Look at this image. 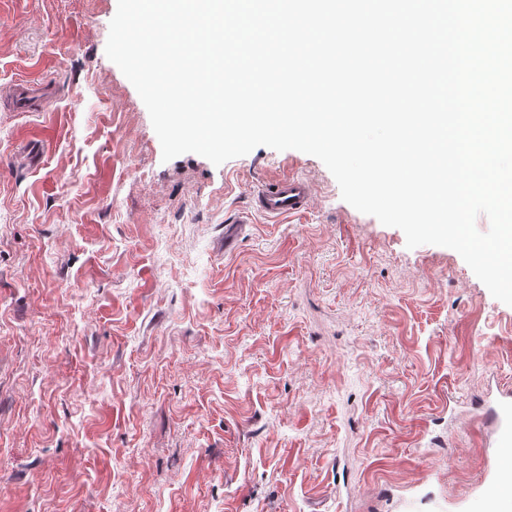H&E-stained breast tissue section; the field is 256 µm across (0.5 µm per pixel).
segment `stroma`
<instances>
[{
    "label": "stroma",
    "instance_id": "stroma-1",
    "mask_svg": "<svg viewBox=\"0 0 512 512\" xmlns=\"http://www.w3.org/2000/svg\"><path fill=\"white\" fill-rule=\"evenodd\" d=\"M117 3L0 0V92L51 98L0 109V512H483L512 306L312 155L163 161ZM311 184L289 175L265 181L253 195L254 209L269 218L300 216L312 201Z\"/></svg>",
    "mask_w": 512,
    "mask_h": 512
}]
</instances>
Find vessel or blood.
Returning a JSON list of instances; mask_svg holds the SVG:
<instances>
[{
	"mask_svg": "<svg viewBox=\"0 0 512 512\" xmlns=\"http://www.w3.org/2000/svg\"><path fill=\"white\" fill-rule=\"evenodd\" d=\"M312 187L301 177L289 175L265 181L253 196L255 210L270 218L295 217L307 212L312 201ZM496 447H512V400L502 401L493 420ZM512 484V469L498 466L482 474L476 487L487 503H495L501 487Z\"/></svg>",
	"mask_w": 512,
	"mask_h": 512,
	"instance_id": "1",
	"label": "vessel or blood"
}]
</instances>
